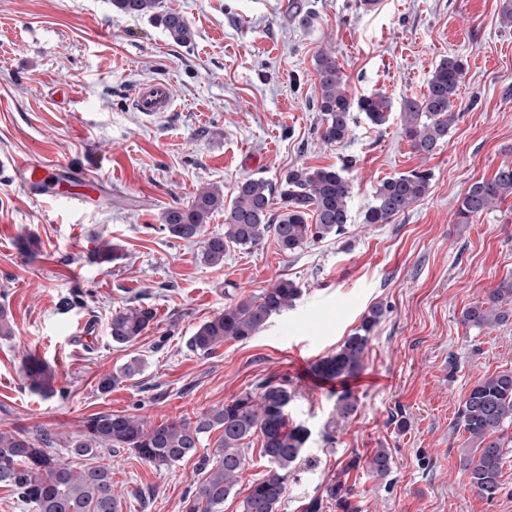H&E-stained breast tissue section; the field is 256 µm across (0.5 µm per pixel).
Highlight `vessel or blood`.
I'll list each match as a JSON object with an SVG mask.
<instances>
[{"label":"vessel or blood","mask_w":512,"mask_h":512,"mask_svg":"<svg viewBox=\"0 0 512 512\" xmlns=\"http://www.w3.org/2000/svg\"><path fill=\"white\" fill-rule=\"evenodd\" d=\"M134 105L138 111L152 115L168 112L173 108L169 85L161 80L142 83L135 94ZM14 178L33 196H48L61 202L83 203L88 193H101L104 182L82 173L49 166L37 160L11 161Z\"/></svg>","instance_id":"vessel-or-blood-1"}]
</instances>
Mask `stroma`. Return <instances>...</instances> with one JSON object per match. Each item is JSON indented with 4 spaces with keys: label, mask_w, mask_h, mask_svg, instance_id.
<instances>
[{
    "label": "stroma",
    "mask_w": 512,
    "mask_h": 512,
    "mask_svg": "<svg viewBox=\"0 0 512 512\" xmlns=\"http://www.w3.org/2000/svg\"><path fill=\"white\" fill-rule=\"evenodd\" d=\"M163 0L194 32L175 43L155 21L117 11L112 0H0V161L63 164L114 181L115 194L84 208L32 198L0 168V309L13 334L0 337V430L50 433L58 456L91 415H133L150 424L194 417L267 378L296 396L291 422L311 436L278 512H304L329 483L349 488L357 512H512V427L494 499L459 467L467 446L453 431L473 385L512 370V322L483 331L463 310L512 276V197L473 223L456 211L468 186L512 162V28L501 0ZM331 48L353 97L383 93L392 105L426 88L435 66L462 57L454 109L460 117L430 157L416 155L398 116L382 127L357 115L348 139L318 135L315 56ZM170 84L174 109L134 111L140 83ZM75 92L64 102L61 88ZM337 167L353 186L347 232L285 254L274 238L203 262L195 244L161 231V214L208 185L232 193L247 178L278 181L290 167ZM432 174L428 194L387 224L364 214L384 178ZM124 257L97 263L99 240ZM294 281V306L257 335L204 356L188 339L208 318L277 279ZM128 306L155 313L140 339L120 347L108 324ZM383 313L364 369L324 383L312 365L355 332L371 307ZM92 326L78 336V321ZM55 372L53 397L32 392L22 361ZM143 359L112 390L103 375ZM358 409L333 422L339 395ZM196 455L156 468L134 452L105 455L122 512H183L200 481ZM392 455L387 477L367 462ZM358 467H351V460ZM268 472L253 437L246 468L221 512H242L252 482Z\"/></svg>",
    "instance_id": "obj_1"
}]
</instances>
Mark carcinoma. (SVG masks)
<instances>
[{"mask_svg":"<svg viewBox=\"0 0 512 512\" xmlns=\"http://www.w3.org/2000/svg\"><path fill=\"white\" fill-rule=\"evenodd\" d=\"M119 11L148 15L180 44L191 42L192 29L174 10L162 9V0H112ZM466 69L463 59L450 56L440 61L427 82L422 97H404L399 119L412 150L428 157L448 138L458 121L453 101ZM315 70L319 77L317 109L321 113L320 139L329 145L344 141L351 131L354 112L365 115L371 125H385L392 106L386 97L372 93L357 100L348 92L347 81L336 56L328 48L318 51ZM430 172L417 170L386 178L376 186L372 205L365 213L367 224H388L406 213L428 193ZM352 185L343 170L336 168L294 167L275 187L264 178H247L233 191L230 206L224 192L212 186L197 192L191 205L167 208L161 229L171 237L197 240L201 259L217 266L232 248H251L271 235L280 251L293 254L311 243L346 233ZM512 196V163L500 165L495 174L473 182L460 200L458 223L493 210ZM224 212V232L208 233L206 224L216 212ZM101 263L122 259L119 245L101 240L95 249ZM300 288L288 279L276 280L256 296H246L224 312L206 320L189 338L197 353L211 354L228 340L244 341L255 336L268 321L291 306ZM382 315L374 306L336 352L319 359L313 374L326 383L355 377L363 369L371 334ZM154 319L150 308L126 307L109 322L112 342L129 345L137 341ZM462 323L482 331L512 321V277L504 278L486 299L465 308ZM142 370V361L132 359L103 376L99 389L107 392ZM30 389L46 398L55 394L54 373L43 359L29 355L25 360ZM293 391L288 384L272 379L261 381L256 391H248L226 402L221 408L191 419L179 417L158 425L126 414L99 413L89 417L79 434L67 442L69 455L95 460L103 449L127 448L157 468H170L196 454L201 439L213 430L221 431L212 455L202 459L204 478L187 498L186 512H220L224 499L237 485L246 466L244 441L254 435L263 438L261 453L270 463L269 473L254 482L243 501L242 512H278L288 478L300 463L310 438L302 425H288V405ZM357 410V400L348 394L336 400V417L347 420ZM454 426L467 433L472 448L459 459L460 469L472 489L487 499L502 488L505 436L512 426V371L485 378L470 390L456 412ZM52 438L47 434L0 431V483L15 488L32 512H118L112 487V469L107 464H84L76 469L49 451ZM370 472L386 475L391 469L387 449H378L369 459ZM350 490L340 483L326 487V499L341 512H354Z\"/></svg>","mask_w":512,"mask_h":512,"instance_id":"cac0c4a2","label":"carcinoma"}]
</instances>
